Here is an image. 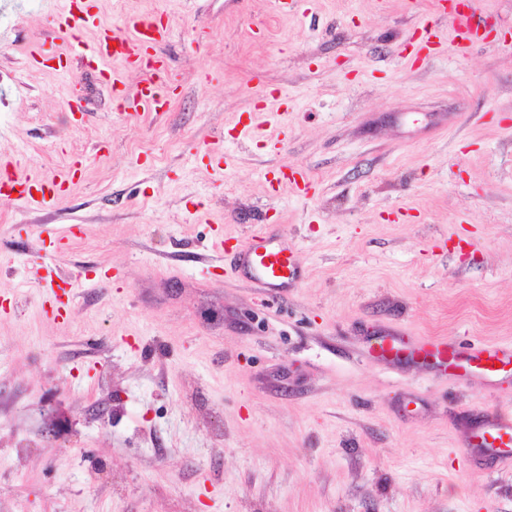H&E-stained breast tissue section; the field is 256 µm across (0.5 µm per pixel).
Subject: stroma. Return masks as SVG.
Segmentation results:
<instances>
[{"label": "stroma", "mask_w": 512, "mask_h": 512, "mask_svg": "<svg viewBox=\"0 0 512 512\" xmlns=\"http://www.w3.org/2000/svg\"><path fill=\"white\" fill-rule=\"evenodd\" d=\"M91 2L107 26L164 15L180 88L124 119L99 73L28 60L69 44L43 0H0V150L82 163L51 207L0 197V512H512V462L469 446L512 417V365L374 355L390 333L512 347V0H471L489 37L426 61L401 43L431 19L453 41L431 0H310L302 22L275 0ZM284 162L308 196L269 193ZM73 224L64 325L38 235ZM260 228L297 248L276 295L211 246Z\"/></svg>", "instance_id": "35a3bbf8"}]
</instances>
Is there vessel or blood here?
<instances>
[{"instance_id": "vessel-or-blood-1", "label": "vessel or blood", "mask_w": 512, "mask_h": 512, "mask_svg": "<svg viewBox=\"0 0 512 512\" xmlns=\"http://www.w3.org/2000/svg\"><path fill=\"white\" fill-rule=\"evenodd\" d=\"M50 18L56 31L68 37L88 29L95 30L94 42L80 46L73 57L47 48L35 53V60L54 61L62 67L78 63L105 73L114 99L132 117L168 110L177 91L160 53L161 46L170 36L168 24L154 16H129L122 26L110 28L101 25L89 0H55ZM454 31L453 47L461 54L478 38L477 28L462 14L454 20ZM442 46V35L433 26L425 25L418 28L416 38L404 46L403 54L417 60L427 59L439 53ZM113 60L122 61L127 69L141 74L142 79L136 87H129L121 73L108 70L107 65ZM16 166L11 152L0 153V188L16 194L18 199L41 206L63 195L76 175L75 168L71 167L46 183L38 175L18 173ZM271 180L277 186L305 195L309 192L311 177L304 170L285 163L273 172ZM237 267L271 291L290 286L300 276L294 250L264 230L252 233L242 244ZM414 354L432 366L453 367L486 376L495 373L497 365L512 363V349L485 348L475 355L463 356L440 337L425 339ZM472 446L481 453L512 459V425L496 417L488 418L484 427L473 435Z\"/></svg>"}]
</instances>
